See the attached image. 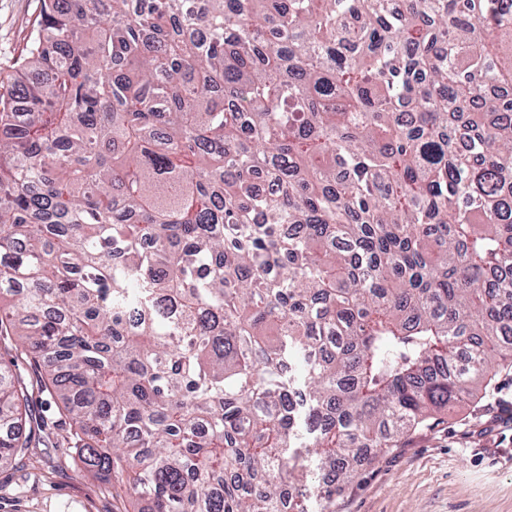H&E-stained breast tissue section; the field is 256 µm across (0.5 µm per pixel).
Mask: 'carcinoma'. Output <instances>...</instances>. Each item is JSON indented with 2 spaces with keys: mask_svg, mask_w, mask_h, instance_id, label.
Returning a JSON list of instances; mask_svg holds the SVG:
<instances>
[{
  "mask_svg": "<svg viewBox=\"0 0 512 512\" xmlns=\"http://www.w3.org/2000/svg\"><path fill=\"white\" fill-rule=\"evenodd\" d=\"M357 24H343L346 15ZM512 0H41L0 79V342L153 512H332L512 364ZM272 183L257 187L259 177ZM0 354V464L47 424Z\"/></svg>",
  "mask_w": 512,
  "mask_h": 512,
  "instance_id": "cac0c4a2",
  "label": "carcinoma"
}]
</instances>
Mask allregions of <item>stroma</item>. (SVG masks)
<instances>
[{
	"label": "stroma",
	"instance_id": "35a3bbf8",
	"mask_svg": "<svg viewBox=\"0 0 512 512\" xmlns=\"http://www.w3.org/2000/svg\"><path fill=\"white\" fill-rule=\"evenodd\" d=\"M41 0H0V74L24 53ZM48 423L24 464L0 467V512H149L84 468L60 404L33 393ZM334 512H512V366L473 402L402 439L337 496Z\"/></svg>",
	"mask_w": 512,
	"mask_h": 512
}]
</instances>
